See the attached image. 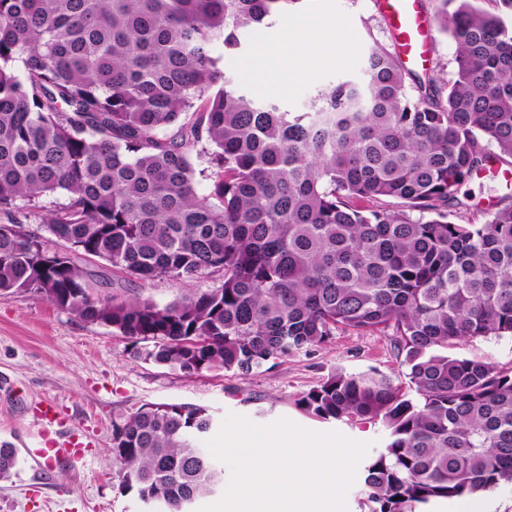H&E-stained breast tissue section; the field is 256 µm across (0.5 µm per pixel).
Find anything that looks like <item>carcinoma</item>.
Masks as SVG:
<instances>
[{
    "label": "carcinoma",
    "instance_id": "obj_1",
    "mask_svg": "<svg viewBox=\"0 0 512 512\" xmlns=\"http://www.w3.org/2000/svg\"><path fill=\"white\" fill-rule=\"evenodd\" d=\"M299 2L0 0V296L34 290L184 375L247 376L338 330L383 331L408 389L338 367L298 400L390 430L364 467L368 512L512 484V367L448 355L512 337V193L480 224L454 220L468 209L458 187L512 162V0H440L449 83L412 73L367 25L361 75L285 112L242 92L212 50ZM96 259L143 284H218L164 307L103 298ZM211 426L205 407L171 403L114 424L120 489L157 512L215 493ZM18 463L1 445L0 481Z\"/></svg>",
    "mask_w": 512,
    "mask_h": 512
}]
</instances>
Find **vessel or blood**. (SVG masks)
<instances>
[{
    "instance_id": "obj_1",
    "label": "vessel or blood",
    "mask_w": 512,
    "mask_h": 512,
    "mask_svg": "<svg viewBox=\"0 0 512 512\" xmlns=\"http://www.w3.org/2000/svg\"><path fill=\"white\" fill-rule=\"evenodd\" d=\"M391 33L396 55L405 67H426L434 44L433 20L420 8L419 0H376ZM44 445L32 452L33 457L75 463L84 456L78 438L58 440L53 431L56 413L52 404L41 410Z\"/></svg>"
}]
</instances>
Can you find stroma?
<instances>
[{
	"label": "stroma",
	"mask_w": 512,
	"mask_h": 512,
	"mask_svg": "<svg viewBox=\"0 0 512 512\" xmlns=\"http://www.w3.org/2000/svg\"><path fill=\"white\" fill-rule=\"evenodd\" d=\"M293 17L311 22H334L338 32L333 57L305 55L300 42L288 47L289 55L302 59L299 73L283 91L260 94L282 109L303 111L318 91L354 75L361 66L364 23L382 41L390 32L374 0H304ZM283 17L272 25L247 30L241 49L221 57L218 66L245 92L255 91L241 70L244 59L255 56L259 46L279 45ZM501 167L473 177L461 188L471 204L464 219L483 221L505 192ZM94 268L110 276L104 297L148 296L164 306L185 292L184 285L158 279L141 285L113 274L105 261ZM455 357H478L498 367L512 366V338H478L448 348ZM342 367L350 372L370 368L391 375L407 385L406 368L383 333L364 335L337 332L331 343L310 352L268 364L248 376L217 371L186 376L164 366L134 358L132 346L110 328L79 319L31 290L0 297V445L16 449L33 444L40 429V407L52 402L61 430L76 435L86 445V458L76 465L22 457L15 475L0 483V512H143L135 494L123 493L112 467L109 450L113 425L140 406L150 403H183L207 408L216 422L227 413L248 417L267 425L286 418L316 432L337 431L381 450L388 428L379 420L324 421L307 414L298 405L303 393Z\"/></svg>",
	"instance_id": "stroma-1"
}]
</instances>
